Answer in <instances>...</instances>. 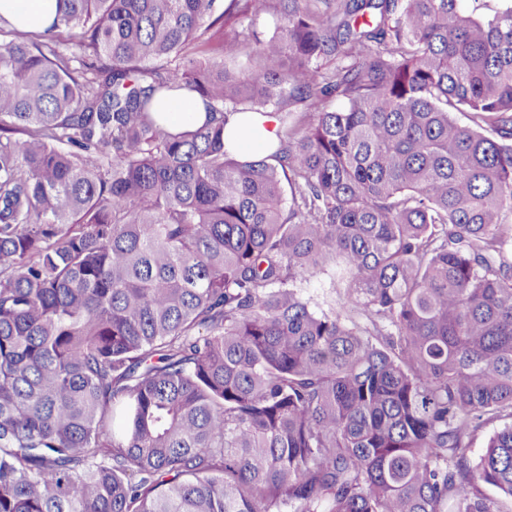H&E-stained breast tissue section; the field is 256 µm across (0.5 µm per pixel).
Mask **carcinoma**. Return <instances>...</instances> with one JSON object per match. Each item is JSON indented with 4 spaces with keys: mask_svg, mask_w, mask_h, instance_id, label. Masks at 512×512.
Instances as JSON below:
<instances>
[{
    "mask_svg": "<svg viewBox=\"0 0 512 512\" xmlns=\"http://www.w3.org/2000/svg\"><path fill=\"white\" fill-rule=\"evenodd\" d=\"M58 2L0 23V512H512V0ZM57 0H1L0 17L27 30H41L55 18ZM164 111L154 114L162 123L176 130L200 126L209 118L202 100L186 92H176L167 98ZM278 123L267 113L245 112L224 128V146L232 154L268 155L278 146Z\"/></svg>",
    "mask_w": 512,
    "mask_h": 512,
    "instance_id": "1",
    "label": "carcinoma"
}]
</instances>
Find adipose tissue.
I'll list each match as a JSON object with an SVG mask.
<instances>
[{"label":"adipose tissue","instance_id":"ef3b65f1","mask_svg":"<svg viewBox=\"0 0 512 512\" xmlns=\"http://www.w3.org/2000/svg\"><path fill=\"white\" fill-rule=\"evenodd\" d=\"M57 12V0H0V18L27 30L48 26ZM209 118L200 98L178 92L166 99L159 115L168 127L184 130L204 124ZM278 123L273 115L246 112L235 116L224 129V146L233 154L268 155L278 146Z\"/></svg>","mask_w":512,"mask_h":512}]
</instances>
